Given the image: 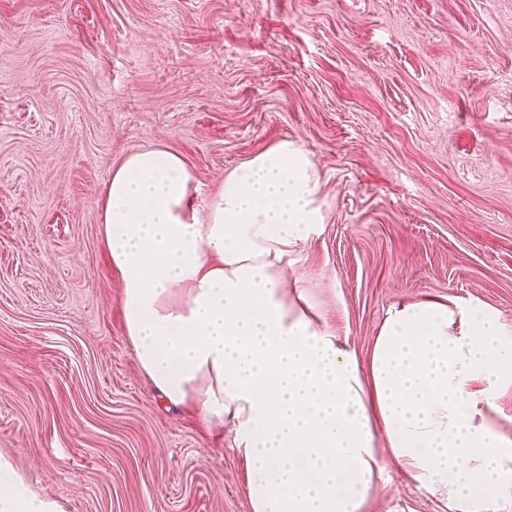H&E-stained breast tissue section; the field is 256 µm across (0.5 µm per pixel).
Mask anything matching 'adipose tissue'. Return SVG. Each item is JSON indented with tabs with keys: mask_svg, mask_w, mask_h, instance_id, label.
Masks as SVG:
<instances>
[{
	"mask_svg": "<svg viewBox=\"0 0 512 512\" xmlns=\"http://www.w3.org/2000/svg\"><path fill=\"white\" fill-rule=\"evenodd\" d=\"M165 149L114 169L102 243L125 338L148 387L235 448L251 512H361L383 474L375 432L417 490L450 512H498L512 440L491 424L512 340L479 304L390 311L368 368L322 325L288 257L323 223L319 178L283 139L225 177L205 210ZM0 512H60L0 454Z\"/></svg>",
	"mask_w": 512,
	"mask_h": 512,
	"instance_id": "ef3b65f1",
	"label": "adipose tissue"
}]
</instances>
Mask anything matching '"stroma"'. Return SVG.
Listing matches in <instances>:
<instances>
[{"label": "stroma", "mask_w": 512, "mask_h": 512, "mask_svg": "<svg viewBox=\"0 0 512 512\" xmlns=\"http://www.w3.org/2000/svg\"><path fill=\"white\" fill-rule=\"evenodd\" d=\"M285 138L325 211L288 275L360 364L429 298L512 338V0H0V453L64 512H250L137 369L101 200L163 146L206 205ZM381 464L364 512H448Z\"/></svg>", "instance_id": "stroma-1"}]
</instances>
